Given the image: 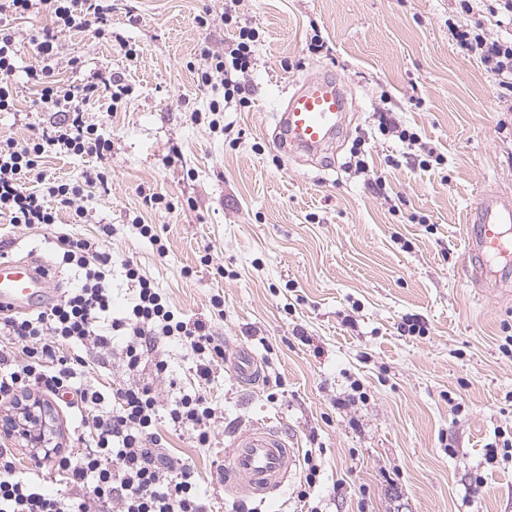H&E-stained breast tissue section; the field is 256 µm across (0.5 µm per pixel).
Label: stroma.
Masks as SVG:
<instances>
[{
	"instance_id": "obj_1",
	"label": "stroma",
	"mask_w": 512,
	"mask_h": 512,
	"mask_svg": "<svg viewBox=\"0 0 512 512\" xmlns=\"http://www.w3.org/2000/svg\"><path fill=\"white\" fill-rule=\"evenodd\" d=\"M111 5L112 36L73 31L59 43L62 82L129 88L119 103L105 92L83 108L112 155L53 150L41 165L49 178L80 182L101 172L108 183L84 198L88 223L68 211L54 226L0 220V250L17 258L37 251L63 292L78 276L57 262V231L99 239L112 257L113 313L135 295L126 277L134 265L225 355L248 348L265 377L280 379L271 390L223 368L211 390L218 419L208 451L186 433H165L171 456L206 490L210 512L242 504L261 512H512V457L486 459L499 430L512 427V357L500 350L512 336V295L472 279L464 228L479 194L512 192V102L448 31L474 16L455 0H239L241 22L260 33L244 77L251 105L225 109L212 129L191 114L208 112L223 90L199 85L192 65L202 49L223 51L230 0ZM316 29L327 46L317 55L308 50ZM35 63L27 51L17 61V108L0 112V138L57 135L72 124L73 113L32 107L26 72ZM322 72L345 85L347 127L318 163L284 158L273 143L274 114L297 83ZM383 109L444 156L438 171H421L404 144L378 134ZM359 139L364 174L348 166ZM375 175L384 191L372 188ZM153 192L166 206H145ZM137 218L155 225L159 242L138 235ZM413 316L424 335L401 331ZM74 352L87 363L85 384L126 383L119 350ZM161 358L169 373L157 379ZM194 364L187 347L166 339L138 376L165 405L192 389ZM251 425L319 450L309 498L298 497L300 468L259 504L225 492L224 448Z\"/></svg>"
}]
</instances>
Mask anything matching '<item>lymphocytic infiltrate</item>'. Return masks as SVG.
<instances>
[{
  "mask_svg": "<svg viewBox=\"0 0 512 512\" xmlns=\"http://www.w3.org/2000/svg\"><path fill=\"white\" fill-rule=\"evenodd\" d=\"M465 13H477L473 27L450 33L462 53L478 57L502 95L512 94V37L491 38L487 26L512 28V0H458ZM49 16L52 28L32 39L37 66L27 76L37 91L34 107L63 112L89 102L98 87L62 84L56 77L60 63L57 42L63 32H102L104 8L97 0H0V112L14 110L16 99L10 78L16 69L22 42L17 21ZM225 29L232 33L223 52L202 50L196 70L204 86L220 83L222 100L209 110L218 114L233 105L248 107L243 83L252 67L257 29L240 25L235 10L225 9ZM60 150L75 155L105 157L110 140L101 138L94 125L73 121L59 135L41 133L24 140L0 139V219L11 224H53L63 209L83 217L81 205L95 177L84 181L46 180L38 177V190H29L25 175L37 170L46 152ZM63 263L84 273L80 287L64 293L44 309L0 317V397L25 402L38 391L53 397L72 395L80 412L76 428L79 453L56 455L52 467L59 489L46 485L42 464L22 470L12 449L0 448V512H207V494L193 470L164 453L161 424L188 433L199 450L211 447L216 410L207 395L217 370L224 363V348L204 325L188 326L166 296L141 275L126 271L136 283L133 301L121 317L112 315V291L105 283L110 257L98 243L67 233L56 241ZM181 340L197 358V386L180 392L169 406H160L153 387L144 381L105 391L82 384L83 358L69 356L76 345L111 349L121 341V361L134 374L159 342ZM19 346L9 356L5 347Z\"/></svg>",
  "mask_w": 512,
  "mask_h": 512,
  "instance_id": "1",
  "label": "lymphocytic infiltrate"
}]
</instances>
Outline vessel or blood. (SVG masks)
Masks as SVG:
<instances>
[{"instance_id":"1","label":"vessel or blood","mask_w":512,"mask_h":512,"mask_svg":"<svg viewBox=\"0 0 512 512\" xmlns=\"http://www.w3.org/2000/svg\"><path fill=\"white\" fill-rule=\"evenodd\" d=\"M347 98L340 81L321 74L291 92L275 115L279 152L319 155L345 121ZM466 251L475 276L488 288L512 286V195L480 194L468 213ZM52 268L42 258L0 259V313H23L50 303ZM298 465V452L272 427L237 433L225 450L224 486L236 496L266 500Z\"/></svg>"}]
</instances>
